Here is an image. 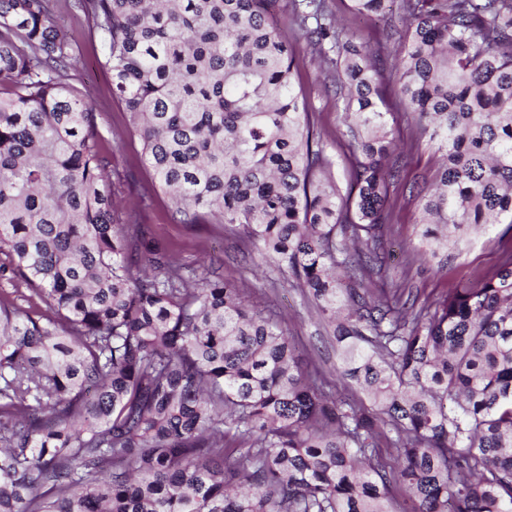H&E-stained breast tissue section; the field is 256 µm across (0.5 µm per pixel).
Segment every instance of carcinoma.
<instances>
[{"label":"carcinoma","instance_id":"1","mask_svg":"<svg viewBox=\"0 0 512 512\" xmlns=\"http://www.w3.org/2000/svg\"><path fill=\"white\" fill-rule=\"evenodd\" d=\"M63 2L102 38L177 221L241 227L333 328L336 377L368 404L327 393L214 262L187 269L116 211L97 113L66 83ZM276 3L0 0V271L46 307L0 301V512H389L395 488L413 512H512V255L417 310L367 287L399 174L374 54L328 0H291L307 44L336 55L356 147L344 195ZM400 9L391 76L442 153L410 193L446 261L512 224V0Z\"/></svg>","mask_w":512,"mask_h":512}]
</instances>
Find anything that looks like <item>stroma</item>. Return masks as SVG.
Instances as JSON below:
<instances>
[{
    "label": "stroma",
    "instance_id": "35a3bbf8",
    "mask_svg": "<svg viewBox=\"0 0 512 512\" xmlns=\"http://www.w3.org/2000/svg\"><path fill=\"white\" fill-rule=\"evenodd\" d=\"M330 6L340 27L353 34L356 42L368 44L377 52L381 76L389 78L404 26L401 14L367 16L352 10L350 0H330ZM274 20L296 55V84L306 96L332 160L331 177L340 192H347L352 169L351 137L344 121V100L334 92L333 66L308 47L293 24L290 0H279ZM54 24L78 45L69 82L92 101L98 114L101 148L111 161L109 183L123 218L145 225L148 235L183 265L195 268L213 258L221 260L225 280L243 288L250 307L276 315L293 339L303 365L326 377L328 392L361 400L355 386L336 377V342L317 311L299 289L276 279L260 254H243L237 227L215 221L195 226L175 221L168 197L153 186L147 174L140 142L130 133V115L113 97L112 84L100 66L104 54L100 37L89 33L84 17L66 10L55 14ZM389 107L393 114L389 127L401 157L400 179L389 187L390 222L384 247L390 260L378 285L403 288L419 300L430 301L493 272L504 251L512 249V231L497 224L487 232L471 235L465 250L445 265L421 258L420 211L408 187L431 183L440 156L398 99H390Z\"/></svg>",
    "mask_w": 512,
    "mask_h": 512
}]
</instances>
